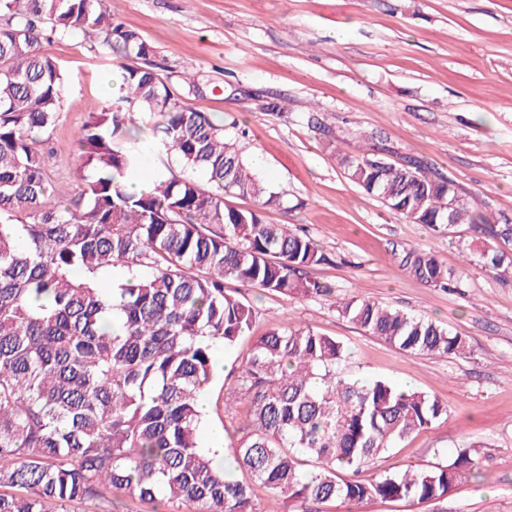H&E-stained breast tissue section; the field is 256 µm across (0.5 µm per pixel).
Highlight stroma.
I'll list each match as a JSON object with an SVG mask.
<instances>
[{
    "mask_svg": "<svg viewBox=\"0 0 512 512\" xmlns=\"http://www.w3.org/2000/svg\"><path fill=\"white\" fill-rule=\"evenodd\" d=\"M113 22L138 31L156 50L171 88L196 74L188 100L223 121L256 174L279 192L270 224L304 230L324 262L311 279L335 295L368 298L431 317L471 347L466 358L415 355L366 334L340 315L332 297L290 299L228 280L256 309L250 332L214 353L205 393L206 429L238 438L243 405L224 395L256 336L293 318L351 351L343 375L385 378L448 404L447 416L379 455L373 468L342 472L369 481L422 470L470 449L476 467L444 502L371 498L331 501L320 512H512V281L497 280L469 225L437 234L386 208L350 182L337 154L367 152L358 132L388 143L394 161L415 156L452 179L458 192L498 224H512V0H103ZM72 76L48 144L62 190L74 181L80 128L112 96L117 64L96 35L41 41ZM286 101L280 113L260 110ZM431 252L458 274L459 290L428 285L399 265L403 251ZM68 512H188L109 493Z\"/></svg>",
    "mask_w": 512,
    "mask_h": 512,
    "instance_id": "1",
    "label": "stroma"
}]
</instances>
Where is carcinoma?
<instances>
[{"mask_svg":"<svg viewBox=\"0 0 512 512\" xmlns=\"http://www.w3.org/2000/svg\"><path fill=\"white\" fill-rule=\"evenodd\" d=\"M0 512H67L71 502L122 491L177 501L190 512H256L250 484L224 475L202 446L198 405L213 375L212 341L232 347L255 321L224 280L292 298L330 296L307 276L325 260L315 241L262 210L282 196L245 162L224 125L186 106L152 60L154 47L103 9L102 0H0ZM93 33L120 64L119 94L82 125L77 186L59 189L44 145L70 77L42 52ZM175 154L190 174L158 168L152 192L129 191L143 149ZM390 149L342 155L348 179L391 211L437 233L469 224L481 255L512 280V224H494L472 202L449 207L455 184ZM252 197L257 209L227 205ZM400 266L436 286L458 287L432 253L409 250ZM122 270L119 282L100 285ZM337 311L410 354L465 357L464 337L435 320L379 302L343 298ZM341 342L285 323L255 339L224 409L245 405L231 444L251 481L303 502L442 501L476 466L462 449L445 465L376 480L342 481L447 413L436 397L338 371Z\"/></svg>","mask_w":512,"mask_h":512,"instance_id":"obj_1","label":"carcinoma"}]
</instances>
